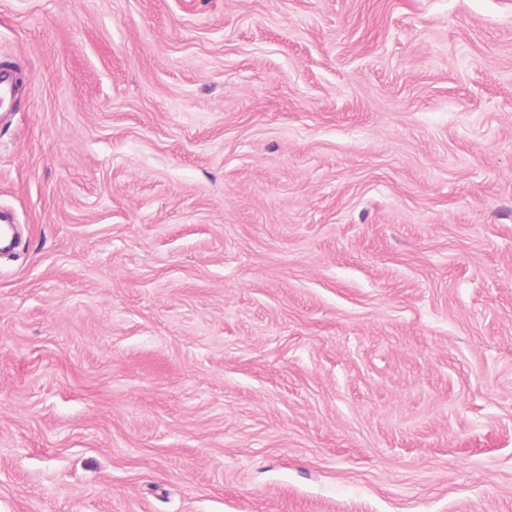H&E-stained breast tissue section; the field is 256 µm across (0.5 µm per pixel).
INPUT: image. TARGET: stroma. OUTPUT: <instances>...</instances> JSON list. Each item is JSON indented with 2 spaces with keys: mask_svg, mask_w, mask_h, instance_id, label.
Listing matches in <instances>:
<instances>
[{
  "mask_svg": "<svg viewBox=\"0 0 512 512\" xmlns=\"http://www.w3.org/2000/svg\"><path fill=\"white\" fill-rule=\"evenodd\" d=\"M0 512H512V0H0ZM16 75L5 63L0 64V122L9 119L12 115L10 103L16 86ZM5 112V113H4Z\"/></svg>",
  "mask_w": 512,
  "mask_h": 512,
  "instance_id": "1",
  "label": "stroma"
}]
</instances>
